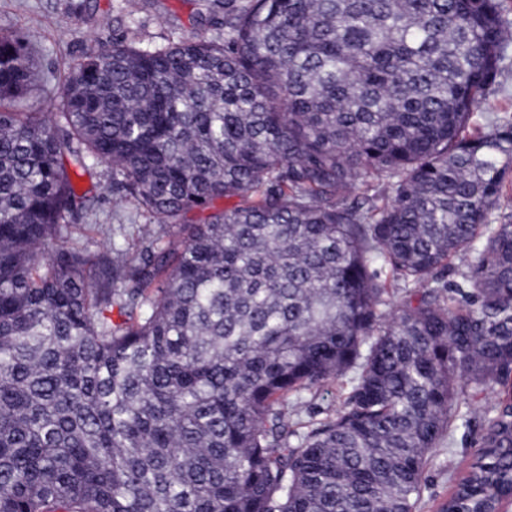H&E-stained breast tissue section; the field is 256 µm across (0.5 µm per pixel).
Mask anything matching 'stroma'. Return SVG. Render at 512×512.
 I'll return each instance as SVG.
<instances>
[{"mask_svg": "<svg viewBox=\"0 0 512 512\" xmlns=\"http://www.w3.org/2000/svg\"><path fill=\"white\" fill-rule=\"evenodd\" d=\"M197 9V0H0V28L36 34L38 78L30 99L34 111L52 112L68 64L115 41L161 44L170 38L198 34ZM78 184L94 187L99 198L93 211L95 226L83 239L90 256L96 258L112 249L113 213L128 215L132 209L113 191L106 169H98L93 177L79 178ZM349 391L345 379L302 391L298 396L302 412L289 415V426L323 420L345 401ZM456 404L470 422L429 455L416 512H440L480 447L484 400L471 399L464 391Z\"/></svg>", "mask_w": 512, "mask_h": 512, "instance_id": "stroma-1", "label": "stroma"}]
</instances>
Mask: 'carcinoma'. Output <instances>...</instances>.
<instances>
[{
    "label": "carcinoma",
    "instance_id": "carcinoma-1",
    "mask_svg": "<svg viewBox=\"0 0 512 512\" xmlns=\"http://www.w3.org/2000/svg\"><path fill=\"white\" fill-rule=\"evenodd\" d=\"M224 37L114 43L27 111L0 29V512H416L428 455L490 391L441 512L512 502V119L474 112L502 0H202ZM104 166L142 247L73 242ZM361 177L382 203H346ZM243 205L179 224L219 199ZM461 250L477 264L450 287ZM412 289L390 313L373 263ZM341 409L288 396L348 373ZM476 260L475 253L460 252L451 260L447 268L438 272V275L448 281V286H452L461 281V274L468 271L469 266L475 263Z\"/></svg>",
    "mask_w": 512,
    "mask_h": 512
}]
</instances>
